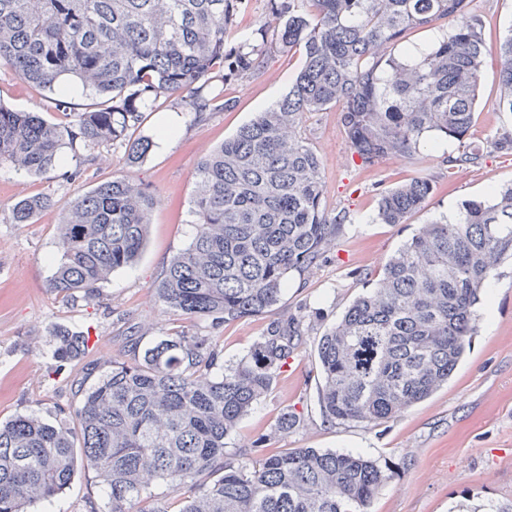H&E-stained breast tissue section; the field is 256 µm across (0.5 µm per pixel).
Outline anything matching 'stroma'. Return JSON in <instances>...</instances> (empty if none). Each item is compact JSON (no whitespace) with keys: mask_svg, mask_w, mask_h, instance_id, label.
<instances>
[{"mask_svg":"<svg viewBox=\"0 0 512 512\" xmlns=\"http://www.w3.org/2000/svg\"><path fill=\"white\" fill-rule=\"evenodd\" d=\"M469 9L481 23L487 50L469 133L471 147L482 153L478 164L451 167L423 153L367 166L350 148L339 106L306 113L299 134L321 161L323 207L328 216L343 212L348 219L325 261L306 277H290L272 315H311L307 340L226 447L227 457L237 459L241 449L251 448L257 437L271 432L282 412L301 414L303 425L280 436L277 447L360 453L393 471L371 512H499L512 505L511 262L493 277L478 310L477 332L448 384L386 423L325 424L314 358L325 328L370 288L371 275L422 224L453 212L462 200L485 197L492 188L512 183V151L495 146L503 132H512V115L496 106L497 49L512 26V0H470ZM302 60L298 49H273L264 72L225 80L224 97L232 102L231 110L201 120L186 111L179 96L160 99L137 130L138 135L152 137L154 146L136 165H127L123 151L110 146L78 149L82 175L74 182L55 171L32 178L0 165V421L33 413L57 422L60 408L73 401L79 387L89 385V373L107 371L114 358L126 354L131 339L146 346L181 332L209 334L208 324L167 310L156 295V284L173 256L193 238L190 201L199 162L256 112L280 99ZM0 103L40 113L53 123L68 121L46 91L7 67H0ZM172 115L179 121L174 136L159 138ZM116 175L148 186L158 199L146 246L136 263L113 272L99 297L67 299L49 286L59 260L57 238L64 208L77 195ZM414 178L434 184L427 207L404 224L375 222L381 194ZM30 196L51 197L53 204L39 211L32 223H13V206ZM264 323V318L250 317L220 328L217 345L223 361L246 355ZM59 326L88 338L82 357L62 367L53 357V334ZM99 495L96 478L82 472L52 509L37 504L32 512H82L87 498Z\"/></svg>","mask_w":512,"mask_h":512,"instance_id":"stroma-1","label":"stroma"}]
</instances>
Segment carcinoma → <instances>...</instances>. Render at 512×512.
Returning <instances> with one entry per match:
<instances>
[{
  "instance_id": "obj_1",
  "label": "carcinoma",
  "mask_w": 512,
  "mask_h": 512,
  "mask_svg": "<svg viewBox=\"0 0 512 512\" xmlns=\"http://www.w3.org/2000/svg\"><path fill=\"white\" fill-rule=\"evenodd\" d=\"M249 0H0V66L49 94L72 116L53 124L0 105V164L31 177L71 169L62 149L112 145L136 164L153 146L135 136L143 113L179 93L201 118L230 106L213 82L255 74L273 47L299 48L302 66L275 104L203 157L191 200L195 233L156 288L169 310L220 328L276 306L293 274L316 268L347 216L328 217L314 149L298 135L304 114L340 104L350 148L363 163L435 151L446 140L475 164L474 122L485 43L467 0H268L279 20L228 41ZM452 22V32L415 62L392 54L412 29ZM498 98L512 115V28L498 48ZM81 94L94 106L75 111ZM433 192L416 178L382 194L376 219L404 224ZM157 203L125 176L99 183L66 207L50 288L92 300L112 273L142 252ZM48 197L18 201L29 224ZM512 259V186L466 199L453 216L422 225L384 264L369 290L318 339V402L331 424H379L427 399L463 358L476 308ZM54 357L79 358L86 338L60 328ZM304 342L303 320L268 321L247 356L220 364L217 339L163 336L142 355L112 360L98 381L60 409L75 427L35 414L0 423V512H27L68 488L79 470L98 478L107 507L85 512H369L391 473L355 453L274 448L299 426L283 413L255 441L251 461L225 458L227 440L270 393ZM162 482L169 500L155 496Z\"/></svg>"
}]
</instances>
